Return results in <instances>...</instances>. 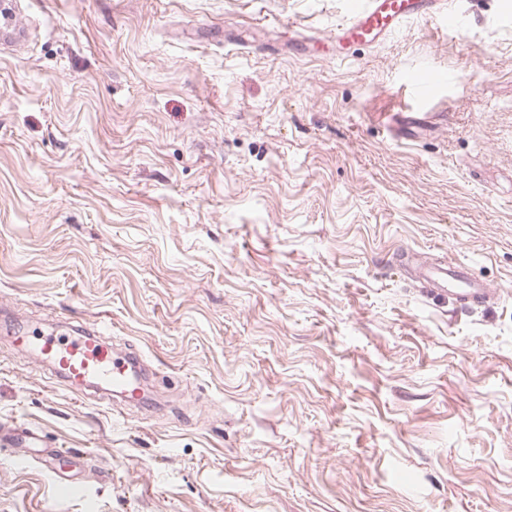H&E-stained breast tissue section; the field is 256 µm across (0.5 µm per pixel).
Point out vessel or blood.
<instances>
[{
    "instance_id": "1",
    "label": "vessel or blood",
    "mask_w": 512,
    "mask_h": 512,
    "mask_svg": "<svg viewBox=\"0 0 512 512\" xmlns=\"http://www.w3.org/2000/svg\"><path fill=\"white\" fill-rule=\"evenodd\" d=\"M437 17L453 28L462 24L458 15L445 12L442 0H366L353 6L350 19L337 28L336 39L379 42L407 19ZM411 269L422 287L460 303L482 302L496 295L489 283L475 278L469 267L458 261H415ZM12 343L21 350H36L41 364L73 388L102 384L128 401L140 397L129 358L116 356L97 328L82 329L79 336L67 341L24 333L14 336Z\"/></svg>"
}]
</instances>
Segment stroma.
<instances>
[{"label":"stroma","mask_w":512,"mask_h":512,"mask_svg":"<svg viewBox=\"0 0 512 512\" xmlns=\"http://www.w3.org/2000/svg\"><path fill=\"white\" fill-rule=\"evenodd\" d=\"M445 2L461 28L338 56L353 0H20L0 427L61 457L0 444V512H512V0ZM79 324L140 355L141 406L11 343ZM412 272L423 288L448 295L460 303L482 302L496 295L489 283L475 278L469 267L447 257L442 262H409Z\"/></svg>","instance_id":"stroma-1"}]
</instances>
